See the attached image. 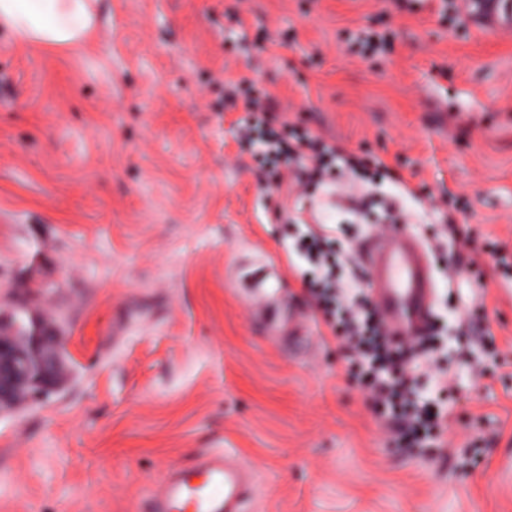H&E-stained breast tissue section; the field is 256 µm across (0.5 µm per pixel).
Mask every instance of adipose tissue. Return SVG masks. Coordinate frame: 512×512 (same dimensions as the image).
<instances>
[{
	"label": "adipose tissue",
	"mask_w": 512,
	"mask_h": 512,
	"mask_svg": "<svg viewBox=\"0 0 512 512\" xmlns=\"http://www.w3.org/2000/svg\"><path fill=\"white\" fill-rule=\"evenodd\" d=\"M95 24L94 0H0V28L20 44L74 49L86 44Z\"/></svg>",
	"instance_id": "obj_1"
}]
</instances>
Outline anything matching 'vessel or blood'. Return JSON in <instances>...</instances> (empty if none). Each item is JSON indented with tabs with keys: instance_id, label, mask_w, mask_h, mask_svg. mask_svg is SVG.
Here are the masks:
<instances>
[{
	"instance_id": "obj_1",
	"label": "vessel or blood",
	"mask_w": 512,
	"mask_h": 512,
	"mask_svg": "<svg viewBox=\"0 0 512 512\" xmlns=\"http://www.w3.org/2000/svg\"><path fill=\"white\" fill-rule=\"evenodd\" d=\"M504 0H467L466 9H479L483 25L512 23L502 8ZM363 261L376 303L395 339L411 336L427 315L433 295L431 266L422 243L407 225L389 235L371 236ZM255 490L250 470L231 454L204 456L190 468L170 470L160 491L150 497L145 512H243Z\"/></svg>"
}]
</instances>
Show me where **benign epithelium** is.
Segmentation results:
<instances>
[{"instance_id":"benign-epithelium-1","label":"benign epithelium","mask_w":512,"mask_h":512,"mask_svg":"<svg viewBox=\"0 0 512 512\" xmlns=\"http://www.w3.org/2000/svg\"><path fill=\"white\" fill-rule=\"evenodd\" d=\"M70 361L56 312L37 322L15 313L0 316V410L31 404L64 386Z\"/></svg>"}]
</instances>
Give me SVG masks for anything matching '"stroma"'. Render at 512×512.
<instances>
[{"label": "stroma", "mask_w": 512, "mask_h": 512, "mask_svg": "<svg viewBox=\"0 0 512 512\" xmlns=\"http://www.w3.org/2000/svg\"><path fill=\"white\" fill-rule=\"evenodd\" d=\"M457 3L97 0L79 54L0 30V310L50 306L73 357L64 388L0 411V512H139L170 469L224 451L254 474L249 512H512V367L476 375L480 333L465 359L446 339L442 450L390 448L289 265L283 222L311 218L293 197L322 191L260 187L237 142L246 77L276 122L390 168L336 183L323 223L393 205L415 232L435 204L469 225L432 310L452 328L483 296L512 359V277L485 250L512 251V30Z\"/></svg>", "instance_id": "35a3bbf8"}]
</instances>
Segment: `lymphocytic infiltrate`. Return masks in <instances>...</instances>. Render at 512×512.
<instances>
[{
    "instance_id": "obj_1",
    "label": "lymphocytic infiltrate",
    "mask_w": 512,
    "mask_h": 512,
    "mask_svg": "<svg viewBox=\"0 0 512 512\" xmlns=\"http://www.w3.org/2000/svg\"><path fill=\"white\" fill-rule=\"evenodd\" d=\"M241 121L245 141L259 149V177L280 182L282 167L298 165L297 182L330 183L337 173L359 176L366 168L342 145L312 131L298 133L273 121L268 97H248ZM341 228L321 224L296 236L293 249L311 269L303 276L305 290L333 336L349 352L348 372L370 395L396 448H422L447 432L453 412L447 402L422 398L423 384L448 388V375L437 368L436 337L420 335L395 344L355 260V247L343 243Z\"/></svg>"
}]
</instances>
